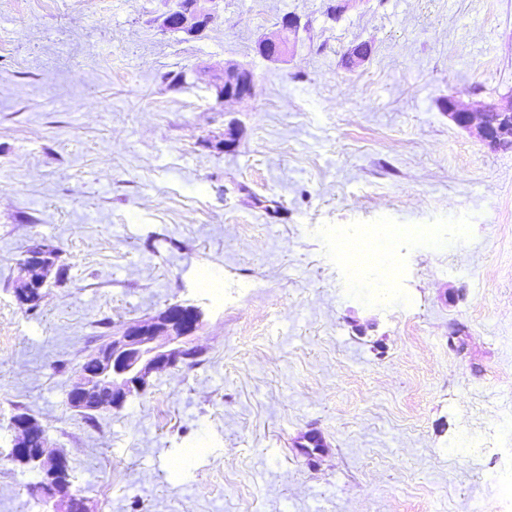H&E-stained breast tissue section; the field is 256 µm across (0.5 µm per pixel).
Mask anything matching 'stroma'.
I'll list each match as a JSON object with an SVG mask.
<instances>
[{"instance_id":"35a3bbf8","label":"stroma","mask_w":512,"mask_h":512,"mask_svg":"<svg viewBox=\"0 0 512 512\" xmlns=\"http://www.w3.org/2000/svg\"><path fill=\"white\" fill-rule=\"evenodd\" d=\"M328 2L214 0L190 36L162 26L179 0H0V455L31 415L91 512H512V150L441 107L512 106V0H345L335 21ZM287 14L306 26L267 62L255 43ZM227 62L252 100L218 101ZM336 224L442 244H393L378 302ZM39 241L56 255L30 312ZM173 303L203 313L195 364L72 408L112 329ZM38 480L1 463L0 512H42ZM372 231L364 230L359 233L349 234L342 227L336 225L338 237L344 239L361 238L354 244L357 250L365 249L368 251L366 265L381 269L387 263H395L394 258L388 253L372 250L367 246V243L362 239H368L372 233L380 229H387L390 234L396 237H425L429 239H436L437 230L433 224H379L371 225Z\"/></svg>"}]
</instances>
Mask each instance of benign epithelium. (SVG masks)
Returning <instances> with one entry per match:
<instances>
[{"mask_svg": "<svg viewBox=\"0 0 512 512\" xmlns=\"http://www.w3.org/2000/svg\"><path fill=\"white\" fill-rule=\"evenodd\" d=\"M213 0H195L193 9H176L163 19V26L180 32H198L212 20L208 4ZM297 27V21L288 20L264 34L259 55L268 62H280L288 54L285 33ZM217 96L226 103L251 99L255 94L256 77L246 67L227 64L213 75ZM448 118L458 127L474 130L488 145L496 148L512 138V109L502 110L494 105L470 109L449 97L442 102ZM201 311L190 304L173 303L147 321L128 322L112 331V335L93 353L94 369L80 370L67 394L69 404L78 410L86 409V402L102 391L108 397L95 409H119L132 396L140 393L149 377L167 368L191 359L196 354L192 340L201 324ZM16 438L8 459L15 460L18 449L26 447L27 438L34 433L32 422L19 421L12 425ZM41 447L32 449L26 462L34 464L41 475L35 490L41 493L46 512H87L82 496L70 490L63 495L56 492L60 477L68 474V461L62 455L50 456L47 438L41 436Z\"/></svg>", "mask_w": 512, "mask_h": 512, "instance_id": "obj_1", "label": "benign epithelium"}]
</instances>
